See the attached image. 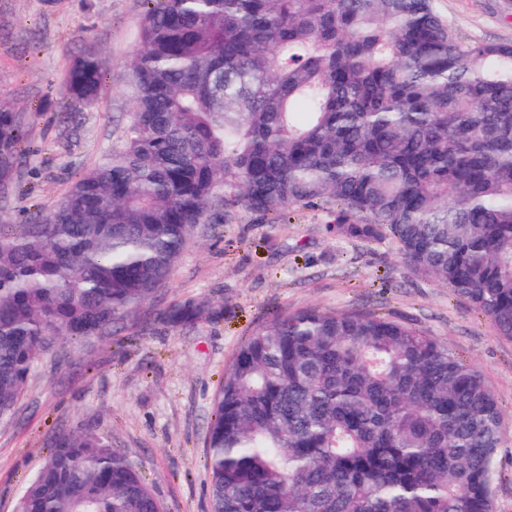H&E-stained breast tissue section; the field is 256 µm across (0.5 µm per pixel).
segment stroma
Listing matches in <instances>:
<instances>
[{
    "label": "stroma",
    "mask_w": 512,
    "mask_h": 512,
    "mask_svg": "<svg viewBox=\"0 0 512 512\" xmlns=\"http://www.w3.org/2000/svg\"><path fill=\"white\" fill-rule=\"evenodd\" d=\"M471 43H512V0H431ZM143 0H0V99L26 117L20 189L0 198V225L52 209L109 151L128 120V64L139 49ZM99 50V101L63 127L74 103L71 56ZM187 299L212 312L194 325L163 320ZM363 310L422 331L482 372L501 411L495 512H512V338L464 298L415 270L391 239L348 242L321 211L290 223L250 216L202 224L168 280L115 335L74 340L44 358L15 416L0 422V512H15L62 432L89 428L142 471L164 512H210L205 439L224 370L245 336L276 311Z\"/></svg>",
    "instance_id": "stroma-1"
}]
</instances>
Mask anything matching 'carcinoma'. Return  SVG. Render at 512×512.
Segmentation results:
<instances>
[{
	"label": "carcinoma",
	"instance_id": "obj_1",
	"mask_svg": "<svg viewBox=\"0 0 512 512\" xmlns=\"http://www.w3.org/2000/svg\"><path fill=\"white\" fill-rule=\"evenodd\" d=\"M112 151L48 213L0 226V421L35 363L107 336L212 216L392 237L512 338V44L465 43L431 0H146ZM101 56H73L93 107ZM25 120L0 100V187ZM203 302L172 306L192 324ZM484 375L407 324L307 308L251 330L206 438L212 512H494ZM16 512H163L92 430L58 435Z\"/></svg>",
	"mask_w": 512,
	"mask_h": 512
}]
</instances>
